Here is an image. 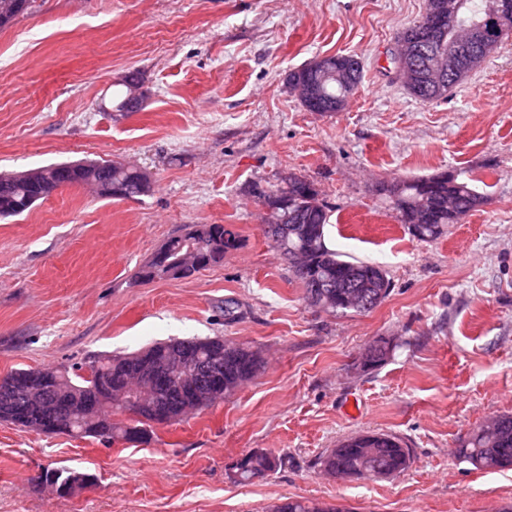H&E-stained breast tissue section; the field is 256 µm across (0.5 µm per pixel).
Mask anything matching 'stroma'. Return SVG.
<instances>
[{"instance_id":"obj_1","label":"stroma","mask_w":512,"mask_h":512,"mask_svg":"<svg viewBox=\"0 0 512 512\" xmlns=\"http://www.w3.org/2000/svg\"><path fill=\"white\" fill-rule=\"evenodd\" d=\"M426 0H31L0 28V173L67 161L145 172L136 199L77 187L0 218V378L71 370L99 354L214 337L262 352L233 397L157 426L145 443L24 431L0 421V512H268L285 497L345 512H502L512 469L460 462L461 439L512 414V39L447 98L416 101L388 60ZM361 58L339 112H309L286 77L314 58ZM135 74L141 110L112 109ZM457 171L486 203L417 240L376 195L382 180ZM293 172L329 205V246L376 263L389 296L366 313L309 305L265 234L249 184ZM197 224L240 247L188 279L138 273ZM238 316L224 320L225 301ZM396 347L364 372L375 339ZM384 431L411 450L386 481L327 476L318 459ZM283 463L242 485L229 464ZM93 474L59 495L44 471Z\"/></svg>"}]
</instances>
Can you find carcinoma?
<instances>
[{"mask_svg": "<svg viewBox=\"0 0 512 512\" xmlns=\"http://www.w3.org/2000/svg\"><path fill=\"white\" fill-rule=\"evenodd\" d=\"M444 0H427L422 18L405 28L396 40L408 44L417 51L420 61L417 77L406 85L417 100L431 102L444 99L448 90L463 81L471 70L466 68L437 85L428 77L425 54L446 55L448 44L454 41L456 29L461 24L480 23L486 19V8L496 6L495 21L487 40L478 47L481 57H487L499 43L512 38V0H460L457 13L450 15L442 7ZM353 68V77L347 83L330 77L321 79L319 70L307 63L288 73V82L295 80L318 83L316 101L305 106L309 112H334L336 103L350 99L357 91L363 67L359 58L351 54H334L327 58L334 69L338 60ZM59 177L54 182H19L15 176H0V217L17 216L35 202L56 194L62 185L75 186L86 180L89 173L112 190L104 193L115 199H134L143 195L140 190L139 170L120 162H63L55 164ZM274 190L288 198V208L279 209L266 234L274 247L287 260H299L290 267L304 290V299L314 303L327 296L331 312H369L380 305L390 294L391 283L386 272L378 265L362 261H350L329 247L326 226L330 220V208L320 198L314 181L292 174L274 186ZM376 192L388 208L395 211L399 221L420 241H433L445 233L450 224H459L471 212L486 202L461 174L444 171L422 176L396 178L381 181ZM197 244L204 250L213 245L223 247L227 254L240 246L239 235L222 224L203 225V234ZM340 283V288H327L325 281ZM395 344L386 338L373 341L364 355V371L381 367L391 356ZM149 354L152 361L163 366L174 355H183L199 363L203 360L218 362L224 374V390H239L250 382L262 366L260 353L248 346L224 341L220 336L208 338L171 339L155 342L137 352L123 356L98 355L85 363L89 374L67 375L66 382L85 403L95 408L93 417L86 418L76 410L70 419L52 418L49 410L31 400L33 380L31 369H16L0 381V419L8 415L20 422L22 430L44 434H69L74 437H93L106 441H146L150 437L149 424L137 419L132 423L118 421L114 415L131 411L126 401L112 399L111 411L102 412L98 407L99 385L111 373L113 362L123 365L126 383L139 386L142 372L141 357ZM155 400H168L175 406L172 421H180L192 414V410L180 406L178 380L171 377L157 385ZM459 460L483 470L512 468V414L497 416V427L488 434L478 427L459 442L456 449ZM411 462L410 449L403 440L390 433L371 432L351 436L321 460L324 471L332 476L346 477L364 474L371 479L381 475H397ZM283 459L263 450H256L241 458L243 482L250 483L275 471ZM270 512H341L333 506H319L309 500L288 497L270 508Z\"/></svg>", "mask_w": 512, "mask_h": 512, "instance_id": "1", "label": "carcinoma"}]
</instances>
